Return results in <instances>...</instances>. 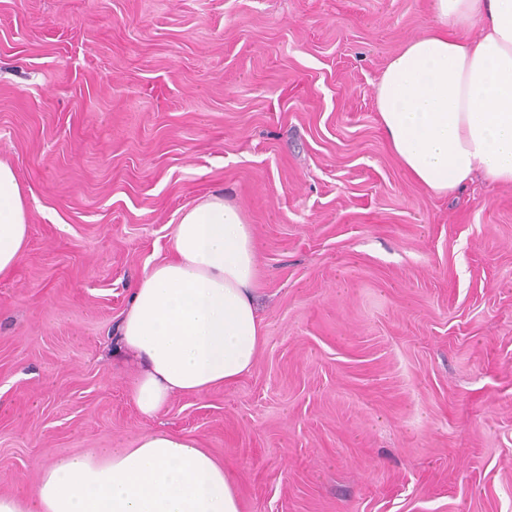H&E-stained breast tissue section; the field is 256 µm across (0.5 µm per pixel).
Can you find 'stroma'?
I'll return each instance as SVG.
<instances>
[{
    "instance_id": "stroma-1",
    "label": "stroma",
    "mask_w": 512,
    "mask_h": 512,
    "mask_svg": "<svg viewBox=\"0 0 512 512\" xmlns=\"http://www.w3.org/2000/svg\"><path fill=\"white\" fill-rule=\"evenodd\" d=\"M428 0H0V159L31 208L0 280V493L168 429L243 512H512V186L391 156L374 85ZM258 240L266 342L142 418L117 326L182 208Z\"/></svg>"
}]
</instances>
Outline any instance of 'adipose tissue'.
Segmentation results:
<instances>
[{"mask_svg": "<svg viewBox=\"0 0 512 512\" xmlns=\"http://www.w3.org/2000/svg\"><path fill=\"white\" fill-rule=\"evenodd\" d=\"M433 21L395 54L375 86L392 155L427 191L475 177L512 185V0H430ZM31 211L0 160V278L18 266ZM258 242L233 200L216 193L181 211L167 256L146 268L120 323L140 365L138 413L174 398L229 388L265 343L257 302ZM0 512H243L237 474L199 442L154 429L135 447L68 454L33 491L0 494Z\"/></svg>", "mask_w": 512, "mask_h": 512, "instance_id": "ef3b65f1", "label": "adipose tissue"}]
</instances>
